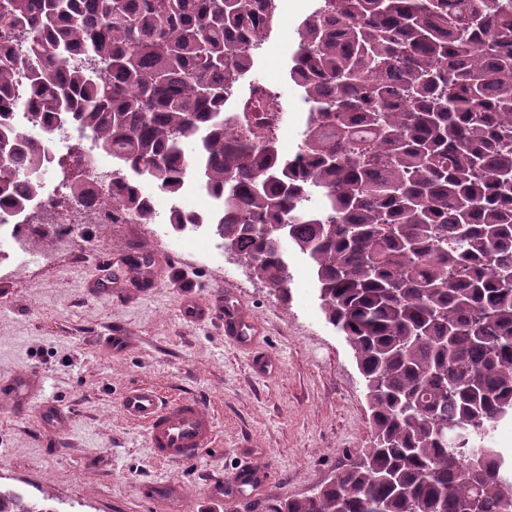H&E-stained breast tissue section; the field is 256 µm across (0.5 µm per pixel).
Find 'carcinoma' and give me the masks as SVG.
<instances>
[{
  "label": "carcinoma",
  "mask_w": 512,
  "mask_h": 512,
  "mask_svg": "<svg viewBox=\"0 0 512 512\" xmlns=\"http://www.w3.org/2000/svg\"><path fill=\"white\" fill-rule=\"evenodd\" d=\"M276 18V0H0V207L40 190L64 124L117 160L112 198L141 224L139 184L197 179L212 233L282 296L285 244L308 257L366 386L373 445L274 512H512L490 445L512 415V0H317L289 68L302 167L234 117ZM0 512L46 510L1 490Z\"/></svg>",
  "instance_id": "carcinoma-1"
}]
</instances>
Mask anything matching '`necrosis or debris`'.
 Here are the masks:
<instances>
[{
	"mask_svg": "<svg viewBox=\"0 0 512 512\" xmlns=\"http://www.w3.org/2000/svg\"><path fill=\"white\" fill-rule=\"evenodd\" d=\"M79 136L73 126H64L48 144L51 182L43 183L25 213L0 210V278H27L32 265L51 267L59 255L68 252L79 224L124 223L125 217L112 201V157L98 151L85 154L80 162L87 187L95 195L93 204L73 201L69 195L66 165ZM192 211L196 221L184 227L178 240L169 242L172 250L193 249L206 252L209 238L204 228L214 213L213 205L189 209L185 199L157 194L153 210L157 218H166L172 210ZM58 225L59 230L51 248L39 245L38 227Z\"/></svg>",
	"mask_w": 512,
	"mask_h": 512,
	"instance_id": "necrosis-or-debris-1",
	"label": "necrosis or debris"
}]
</instances>
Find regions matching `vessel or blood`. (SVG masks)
Here are the masks:
<instances>
[{
	"instance_id": "vessel-or-blood-1",
	"label": "vessel or blood",
	"mask_w": 512,
	"mask_h": 512,
	"mask_svg": "<svg viewBox=\"0 0 512 512\" xmlns=\"http://www.w3.org/2000/svg\"><path fill=\"white\" fill-rule=\"evenodd\" d=\"M186 311L194 319L211 316L223 320L227 340L250 346L258 338L256 322L232 300H224L212 311L190 299ZM0 397L18 408L36 410L50 431L62 432L68 427L67 417L45 398L44 386L32 372L24 371L1 381ZM122 409L129 420L144 426L150 451L158 460L190 464L207 449L221 444L212 413L197 398L168 399L158 390L140 385L125 392ZM182 501L183 491L176 485L160 486L155 496L158 512H181Z\"/></svg>"
}]
</instances>
